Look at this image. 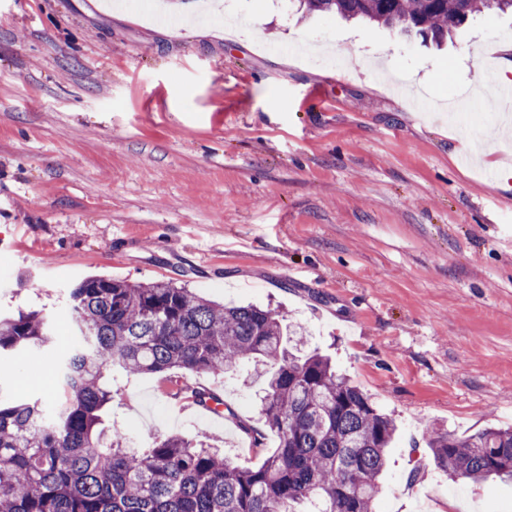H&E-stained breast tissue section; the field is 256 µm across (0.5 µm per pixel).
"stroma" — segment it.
<instances>
[{
    "label": "stroma",
    "instance_id": "35a3bbf8",
    "mask_svg": "<svg viewBox=\"0 0 512 512\" xmlns=\"http://www.w3.org/2000/svg\"><path fill=\"white\" fill-rule=\"evenodd\" d=\"M0 0V312L71 331L87 276L170 281L267 306L398 426L377 512H512V483L450 481L425 432L512 427V163L497 124L448 106L497 78L512 14L470 17L443 49L295 0ZM420 98L417 114L410 98ZM47 351L0 360V401H60ZM251 366L188 373L263 428ZM131 444L205 441L243 468L227 417L159 376L115 374Z\"/></svg>",
    "mask_w": 512,
    "mask_h": 512
}]
</instances>
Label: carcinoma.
<instances>
[{
    "label": "carcinoma",
    "instance_id": "1",
    "mask_svg": "<svg viewBox=\"0 0 512 512\" xmlns=\"http://www.w3.org/2000/svg\"><path fill=\"white\" fill-rule=\"evenodd\" d=\"M307 13H336L441 42L468 17L512 11V0H300ZM79 329L69 350L51 355L64 402L48 418L36 399L0 402V512H295L319 499L320 512H376L379 479L396 433L394 420L370 396L336 373L272 310L224 306L170 282L130 284L87 277L70 288ZM40 312L0 316V354L54 343ZM262 367L261 413L278 438L256 468H242L218 450L178 435L146 448L103 427L112 404V370L126 376L161 374L168 390L181 372L225 376ZM214 402L263 445L265 434L223 404L220 393H190ZM434 465L455 478L512 480V429L487 427L458 436L431 432Z\"/></svg>",
    "mask_w": 512,
    "mask_h": 512
}]
</instances>
